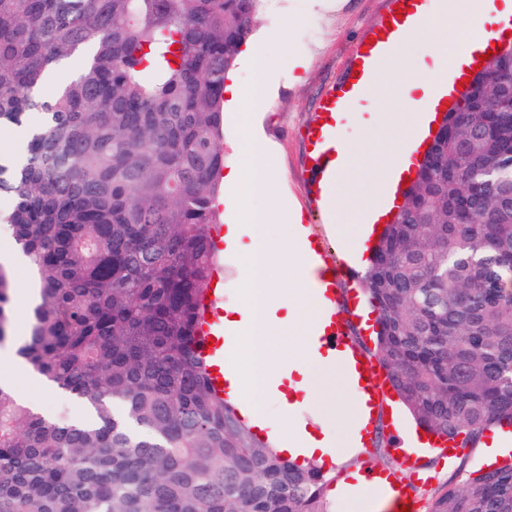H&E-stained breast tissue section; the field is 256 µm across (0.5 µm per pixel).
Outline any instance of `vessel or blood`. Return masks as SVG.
<instances>
[{
  "mask_svg": "<svg viewBox=\"0 0 512 512\" xmlns=\"http://www.w3.org/2000/svg\"><path fill=\"white\" fill-rule=\"evenodd\" d=\"M393 5L404 11L403 17L389 15L387 22L377 23L367 43L361 44L352 58L356 66V75L349 86L339 87L324 97L306 131L309 148V161L315 177H322L337 159L340 145L328 135V126L334 125V116L339 112L353 111L356 103L370 84L380 78L388 68L390 57L398 36L411 32L429 14L432 0H392ZM493 36H481L467 41L464 47L448 65V75L442 89L428 95L420 105L424 112H449L459 107L464 93L459 90L460 80L470 77L481 55L487 54L493 44L505 42L507 34L512 33V11H498L493 23ZM352 269L345 266H333L331 271H318L317 282L324 297L336 298V284L352 276ZM224 299V290L214 286L209 288L200 309V329L196 338L197 352L210 374L209 384L219 398L237 402L236 391L225 384L224 337L216 326V317L220 303ZM348 330L340 316H333L331 324L319 336V350L322 354L333 355L348 348ZM361 385L368 395L369 405L381 403L383 394L389 393L390 384L382 380L375 371L368 372ZM390 445L398 457V464L408 471L415 483L426 480L424 469L417 451L409 450L408 439L401 425H394L390 435ZM359 477L365 482H375L382 486L384 493L393 495L396 505L405 507L406 512H415L416 505L405 487L399 486L395 473L376 471L370 468L359 470Z\"/></svg>",
  "mask_w": 512,
  "mask_h": 512,
  "instance_id": "vessel-or-blood-1",
  "label": "vessel or blood"
}]
</instances>
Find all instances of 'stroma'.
I'll list each match as a JSON object with an SVG mask.
<instances>
[{"instance_id":"stroma-1","label":"stroma","mask_w":512,"mask_h":512,"mask_svg":"<svg viewBox=\"0 0 512 512\" xmlns=\"http://www.w3.org/2000/svg\"><path fill=\"white\" fill-rule=\"evenodd\" d=\"M388 5L389 0H264L256 26L261 32L288 18L296 16L300 19L298 28L308 53V69L299 82L281 76L273 103L261 124L265 135L277 148L287 188L306 214V223L320 241L325 257L334 264L343 263L344 258L328 232L321 205L312 192L314 176L308 163L305 132L321 97L336 89L345 79L357 44L377 23ZM339 288L345 306L353 311L349 334L358 346L363 347L366 359L375 360L374 342L362 333L359 318L354 314L357 305L369 302L362 279L357 276L341 282ZM12 386L23 404L45 416L67 419L78 411V404L72 397L50 387L43 379L21 375L13 380ZM485 455L482 449L463 452V466L459 469L444 463L438 455H429L426 460L429 481L408 486L418 503L417 512H429L432 495L445 483H461L463 471L482 467ZM363 465L378 469L385 467L382 448L373 445L362 449L341 465L333 467L332 482L327 490L332 512H353V502L359 492L351 488L350 476Z\"/></svg>"}]
</instances>
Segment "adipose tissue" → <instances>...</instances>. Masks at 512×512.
<instances>
[{
	"mask_svg": "<svg viewBox=\"0 0 512 512\" xmlns=\"http://www.w3.org/2000/svg\"><path fill=\"white\" fill-rule=\"evenodd\" d=\"M493 11V0H454L448 9L433 6L415 35L425 39L433 49L434 77L420 82L403 78L404 59L397 53L382 83L364 92L367 101L384 94L394 96L403 104L406 114L392 117L374 139L347 140L346 161L339 170L330 173L328 187L322 194L326 223L351 265L364 269L370 263L372 241L379 235L378 225L370 221L376 200L384 183L397 180L413 163L425 121L420 103L442 83L448 65L449 42L486 34L488 24L493 21ZM282 37L283 28L278 25L268 29L262 38L245 43L242 56L257 71L250 100H243L237 83L224 88L231 118L247 120L250 127L249 139L241 148L237 163L224 173L229 190L224 204L233 209L239 207L240 192L245 188L265 202L262 210L250 216L248 224L228 225L224 235L230 251L238 250L240 234H248L252 240L242 298L238 305L226 308L224 332L244 340L251 349L253 391L245 395V402L255 404L257 395L262 394L274 397L281 407L279 420L261 417L255 421L257 428L273 435L279 450L315 459L321 465L327 461L338 462L343 454L359 449L360 431L368 421L369 411L359 396L354 367L321 357L318 351L316 338L329 323L328 302L311 285L318 262L308 238L309 230L303 223L302 209L287 196L276 154L257 122L281 72L293 74L307 67L299 43L294 44L287 58H269L268 47ZM351 212L355 213L356 222L349 228L344 224V217ZM274 224L291 227L292 237L287 243H279L273 237L270 227ZM279 336L288 339L281 356L293 364L298 380L285 382L274 372L271 347ZM333 388L338 395L331 398L330 410L349 420L348 430L339 440L327 432H311L292 417L302 398Z\"/></svg>",
	"mask_w": 512,
	"mask_h": 512,
	"instance_id": "adipose-tissue-1",
	"label": "adipose tissue"
}]
</instances>
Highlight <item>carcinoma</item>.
I'll use <instances>...</instances> for the list:
<instances>
[{
    "label": "carcinoma",
    "instance_id": "obj_1",
    "mask_svg": "<svg viewBox=\"0 0 512 512\" xmlns=\"http://www.w3.org/2000/svg\"><path fill=\"white\" fill-rule=\"evenodd\" d=\"M262 0H0V223L27 259L21 364L83 404L53 420L0 384V512H330L329 478L260 441L193 344L216 247L224 81ZM83 67L42 97L57 67ZM384 226L364 284L393 393L446 442L512 423V113L483 114ZM496 179L479 197L473 181ZM19 288L0 264V342ZM430 512H512V461ZM28 142L23 131L16 127L0 128V157L17 158L24 155Z\"/></svg>",
    "mask_w": 512,
    "mask_h": 512
}]
</instances>
